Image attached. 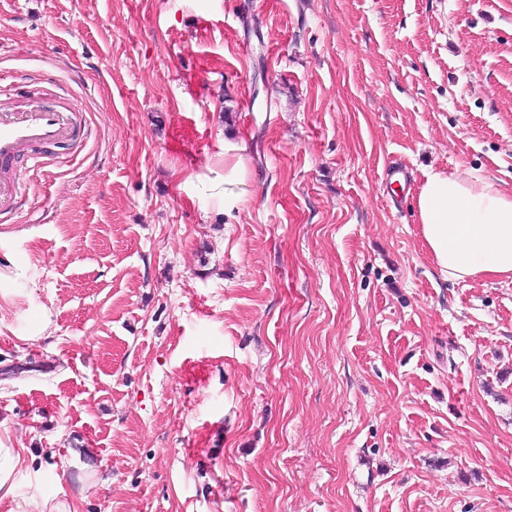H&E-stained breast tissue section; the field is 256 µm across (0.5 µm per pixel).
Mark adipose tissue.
Segmentation results:
<instances>
[{"mask_svg":"<svg viewBox=\"0 0 512 512\" xmlns=\"http://www.w3.org/2000/svg\"><path fill=\"white\" fill-rule=\"evenodd\" d=\"M417 205L421 236L448 278L512 274V195L490 181L433 173Z\"/></svg>","mask_w":512,"mask_h":512,"instance_id":"obj_1","label":"adipose tissue"}]
</instances>
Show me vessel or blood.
<instances>
[{"label": "vessel or blood", "mask_w": 512, "mask_h": 512, "mask_svg": "<svg viewBox=\"0 0 512 512\" xmlns=\"http://www.w3.org/2000/svg\"><path fill=\"white\" fill-rule=\"evenodd\" d=\"M80 128L65 104L16 102L12 94L0 88V166L26 161L32 170L46 163L32 152L34 146L58 144L78 137ZM25 188L16 177H0V210L10 211L20 204Z\"/></svg>", "instance_id": "vessel-or-blood-1"}]
</instances>
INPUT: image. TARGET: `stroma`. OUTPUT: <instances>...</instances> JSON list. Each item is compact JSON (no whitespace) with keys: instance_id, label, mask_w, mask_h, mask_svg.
I'll return each mask as SVG.
<instances>
[{"instance_id":"obj_1","label":"stroma","mask_w":512,"mask_h":512,"mask_svg":"<svg viewBox=\"0 0 512 512\" xmlns=\"http://www.w3.org/2000/svg\"><path fill=\"white\" fill-rule=\"evenodd\" d=\"M21 81L88 136L0 222V512H512V275L415 201L512 193V0H0ZM247 174L239 162L230 166L224 173V209H234L247 194ZM237 190H235V189ZM417 205L421 236L448 278L512 274V195L490 181L431 173ZM20 457L14 448H5L0 443V499L14 498V474L20 465Z\"/></svg>"}]
</instances>
